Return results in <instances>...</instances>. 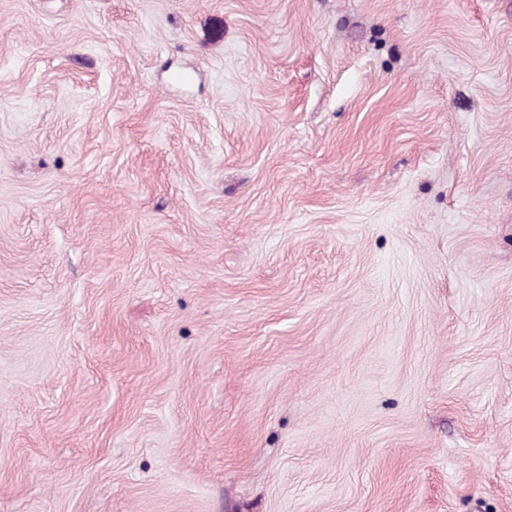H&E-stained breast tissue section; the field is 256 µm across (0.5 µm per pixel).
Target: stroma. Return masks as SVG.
<instances>
[{
  "label": "stroma",
  "mask_w": 512,
  "mask_h": 512,
  "mask_svg": "<svg viewBox=\"0 0 512 512\" xmlns=\"http://www.w3.org/2000/svg\"><path fill=\"white\" fill-rule=\"evenodd\" d=\"M0 512H512V0H0Z\"/></svg>",
  "instance_id": "1"
}]
</instances>
